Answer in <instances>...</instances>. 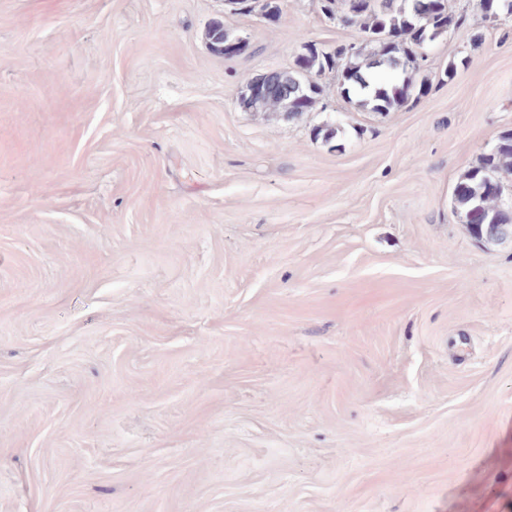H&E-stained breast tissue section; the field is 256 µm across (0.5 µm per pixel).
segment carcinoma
<instances>
[{
	"mask_svg": "<svg viewBox=\"0 0 512 512\" xmlns=\"http://www.w3.org/2000/svg\"><path fill=\"white\" fill-rule=\"evenodd\" d=\"M245 2L249 12L280 17L279 0ZM321 11L341 25L358 28L362 41L300 53L292 66L272 74L288 85L287 93L257 97L249 103L250 109H273L284 120L297 121L314 110L324 92L320 79L331 75L344 97H354L360 106L380 114L394 112L413 94L430 88L428 78L415 80L423 61L421 40L444 24L457 30L466 24V15L452 11L448 0H408L404 5L399 0H322ZM206 38L211 50L221 53L224 23H214ZM304 73L315 77L310 88L296 82ZM511 173L512 131H508L499 137L496 149L483 154L457 182L454 199L474 239L490 224L512 225V207L504 203L512 197V184L504 181V175Z\"/></svg>",
	"mask_w": 512,
	"mask_h": 512,
	"instance_id": "carcinoma-1",
	"label": "carcinoma"
}]
</instances>
